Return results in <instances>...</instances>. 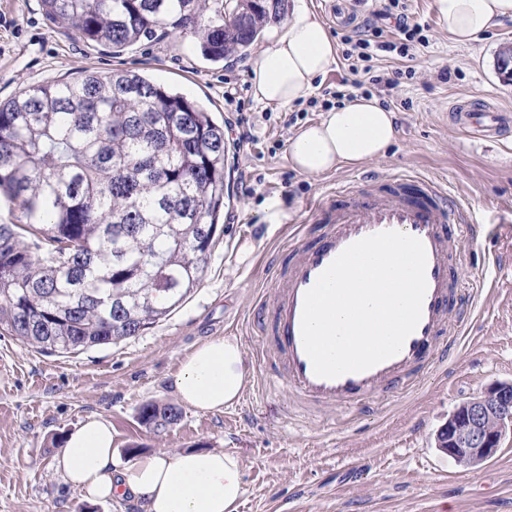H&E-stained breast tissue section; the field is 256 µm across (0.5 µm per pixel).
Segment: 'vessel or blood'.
<instances>
[{"mask_svg":"<svg viewBox=\"0 0 512 512\" xmlns=\"http://www.w3.org/2000/svg\"><path fill=\"white\" fill-rule=\"evenodd\" d=\"M450 123L475 138L512 136V110L489 102L454 101ZM321 233L310 239L298 227L283 248L269 292L253 304L249 324L272 339L258 355L267 380L287 385L294 405L307 418L326 408L372 400L447 367L472 329L488 282H463L459 270L476 227L469 209L441 183L393 174L365 182L340 184L314 205ZM396 230L419 239L426 252L427 289L416 329L395 356L362 372L336 378L315 375L305 352L301 318L305 293L349 245L376 233Z\"/></svg>","mask_w":512,"mask_h":512,"instance_id":"b4317fda","label":"vessel or blood"}]
</instances>
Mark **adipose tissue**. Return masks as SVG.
Returning a JSON list of instances; mask_svg holds the SVG:
<instances>
[{"mask_svg": "<svg viewBox=\"0 0 512 512\" xmlns=\"http://www.w3.org/2000/svg\"><path fill=\"white\" fill-rule=\"evenodd\" d=\"M439 23L462 45L512 18V0H435ZM337 63L336 43L305 0H296L284 32L265 47L249 71L256 100L286 107L307 96ZM397 137L394 114L359 97L321 114L290 140L288 159L307 175L353 168L381 157ZM239 340L208 339L185 356L171 386L176 398L202 411L237 402L247 383ZM112 426L91 419L71 432L56 458L72 487L90 501L141 502L145 512H236L244 494L237 455L191 449L176 455L138 457L112 471Z\"/></svg>", "mask_w": 512, "mask_h": 512, "instance_id": "adipose-tissue-1", "label": "adipose tissue"}]
</instances>
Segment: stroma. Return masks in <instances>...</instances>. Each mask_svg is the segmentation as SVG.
<instances>
[{
    "label": "stroma",
    "instance_id": "obj_1",
    "mask_svg": "<svg viewBox=\"0 0 512 512\" xmlns=\"http://www.w3.org/2000/svg\"><path fill=\"white\" fill-rule=\"evenodd\" d=\"M329 32L351 30L373 0H306ZM429 26L430 45L410 60L397 93V140L387 153L353 169L320 176L295 170L291 108L258 102L249 70L280 32L264 27L246 51L220 62L202 57L193 34L168 29L120 54L93 46L49 22L40 0H0V101L36 84L132 71L207 108L224 128L229 195L199 288L166 320L139 336L71 354L40 351L0 335V512H143L134 498L91 502L56 469L66 435L91 418L112 426L113 470L135 453L175 455L191 448L236 453L245 493L237 512H512V432L498 455L464 469L442 454L438 429L461 402L495 381H512V139L471 138L448 124L462 96L512 107V80L498 61L512 52V18L471 46L453 42L435 0H412ZM450 68V82L439 74ZM254 136L237 142V122ZM395 172L444 183L469 206L481 233L467 250L465 278L488 274L494 286L477 314L474 340L447 372L394 398L376 417L328 409L323 430L290 417L286 386L258 393L255 362L269 345L246 316L271 285V258L307 206L336 183ZM238 337L248 381L238 403L221 411L180 407L177 424L140 423L147 402L176 404L171 378L183 357L210 338ZM365 472L354 482L350 463Z\"/></svg>",
    "mask_w": 512,
    "mask_h": 512
}]
</instances>
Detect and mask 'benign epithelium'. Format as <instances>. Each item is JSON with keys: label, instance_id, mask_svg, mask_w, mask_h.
Returning a JSON list of instances; mask_svg holds the SVG:
<instances>
[{"label": "benign epithelium", "instance_id": "benign-epithelium-1", "mask_svg": "<svg viewBox=\"0 0 512 512\" xmlns=\"http://www.w3.org/2000/svg\"><path fill=\"white\" fill-rule=\"evenodd\" d=\"M512 428V381L489 385L462 402L439 429L437 447L460 467H478L496 455Z\"/></svg>", "mask_w": 512, "mask_h": 512}]
</instances>
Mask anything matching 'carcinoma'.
<instances>
[{
	"label": "carcinoma",
	"mask_w": 512,
	"mask_h": 512,
	"mask_svg": "<svg viewBox=\"0 0 512 512\" xmlns=\"http://www.w3.org/2000/svg\"><path fill=\"white\" fill-rule=\"evenodd\" d=\"M44 14L118 53L194 27L222 60L284 16V0H41ZM224 128L130 71L41 84L0 103V193L24 222L0 224V330L69 353L139 336L198 287L224 195ZM140 421L179 420L149 402Z\"/></svg>",
	"instance_id": "1"
}]
</instances>
